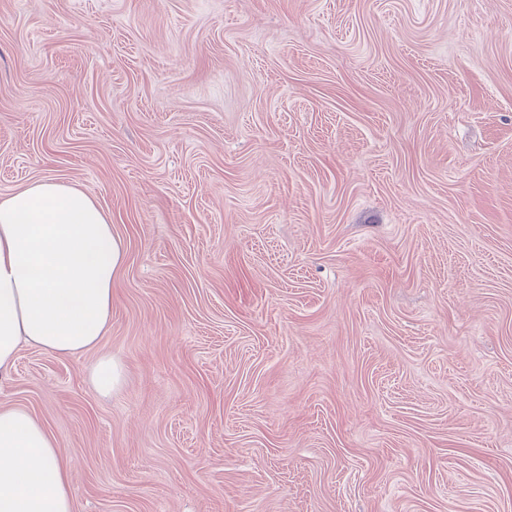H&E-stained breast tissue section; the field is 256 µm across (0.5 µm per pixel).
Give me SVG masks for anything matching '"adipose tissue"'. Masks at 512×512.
<instances>
[{
  "label": "adipose tissue",
  "instance_id": "obj_1",
  "mask_svg": "<svg viewBox=\"0 0 512 512\" xmlns=\"http://www.w3.org/2000/svg\"><path fill=\"white\" fill-rule=\"evenodd\" d=\"M125 246L82 190L39 179L0 197V373L21 343L63 355L100 340ZM68 469L45 426L0 407V512H73Z\"/></svg>",
  "mask_w": 512,
  "mask_h": 512
}]
</instances>
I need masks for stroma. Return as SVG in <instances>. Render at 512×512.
Here are the masks:
<instances>
[{
  "instance_id": "obj_1",
  "label": "stroma",
  "mask_w": 512,
  "mask_h": 512,
  "mask_svg": "<svg viewBox=\"0 0 512 512\" xmlns=\"http://www.w3.org/2000/svg\"><path fill=\"white\" fill-rule=\"evenodd\" d=\"M42 178L126 247L98 345L0 376L74 512H512V0H0ZM89 373L91 383L102 395H111L122 381V368L112 360V356L104 355L97 359Z\"/></svg>"
}]
</instances>
